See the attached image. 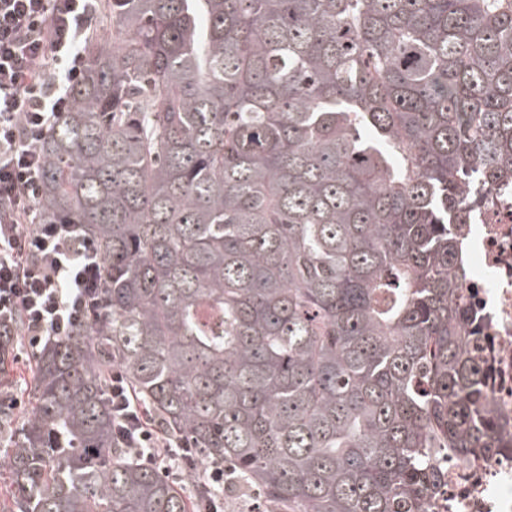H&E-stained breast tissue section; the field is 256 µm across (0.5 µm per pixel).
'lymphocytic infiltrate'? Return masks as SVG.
Masks as SVG:
<instances>
[{
  "instance_id": "obj_1",
  "label": "lymphocytic infiltrate",
  "mask_w": 512,
  "mask_h": 512,
  "mask_svg": "<svg viewBox=\"0 0 512 512\" xmlns=\"http://www.w3.org/2000/svg\"><path fill=\"white\" fill-rule=\"evenodd\" d=\"M99 8V0H0V326L34 350L102 305L106 265L95 240L78 224L32 220L39 146L84 75L81 47ZM110 396L112 429L128 452L165 474L202 473L198 512H224L223 464L159 431L117 368Z\"/></svg>"
}]
</instances>
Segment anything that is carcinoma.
I'll return each mask as SVG.
<instances>
[{"label":"carcinoma","instance_id":"1","mask_svg":"<svg viewBox=\"0 0 512 512\" xmlns=\"http://www.w3.org/2000/svg\"><path fill=\"white\" fill-rule=\"evenodd\" d=\"M40 144L103 309L36 354L7 512H191L122 448L125 375L269 512H431L495 444L458 299L465 180L512 175V0H108Z\"/></svg>","mask_w":512,"mask_h":512}]
</instances>
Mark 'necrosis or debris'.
Returning a JSON list of instances; mask_svg holds the SVG:
<instances>
[{
    "instance_id": "4bbe7bcc",
    "label": "necrosis or debris",
    "mask_w": 512,
    "mask_h": 512,
    "mask_svg": "<svg viewBox=\"0 0 512 512\" xmlns=\"http://www.w3.org/2000/svg\"><path fill=\"white\" fill-rule=\"evenodd\" d=\"M481 202L459 227L467 245L459 298L474 313L484 336L488 413L498 425L501 452L468 458L443 456L442 489L432 512H512V180L484 187Z\"/></svg>"
}]
</instances>
